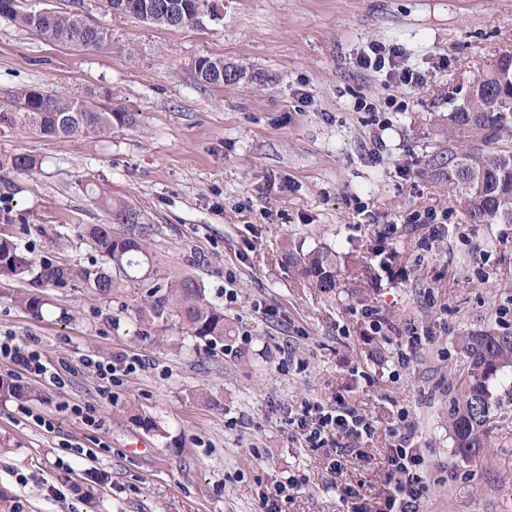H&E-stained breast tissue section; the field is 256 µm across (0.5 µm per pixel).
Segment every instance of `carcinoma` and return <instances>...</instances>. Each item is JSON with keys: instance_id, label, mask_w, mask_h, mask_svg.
I'll return each mask as SVG.
<instances>
[{"instance_id": "carcinoma-1", "label": "carcinoma", "mask_w": 512, "mask_h": 512, "mask_svg": "<svg viewBox=\"0 0 512 512\" xmlns=\"http://www.w3.org/2000/svg\"><path fill=\"white\" fill-rule=\"evenodd\" d=\"M182 12L183 26H199L204 18L219 21V0H165ZM131 7L126 17L162 28H170L169 16L157 12L147 17L136 6L141 0H102L107 10L122 4ZM83 0H69L68 9L45 12L32 26L31 15L21 9L6 19L36 32L45 40L87 50L100 49L112 39L108 29L83 30L86 16ZM208 71H195L203 87L224 85V59L206 57ZM86 101L60 98L41 88L19 89L0 114H11L7 125L43 137L67 138L78 135L105 137L112 126L131 125L134 117L105 106L85 109ZM12 168L31 174L37 159L27 153L11 157ZM434 175L448 181L470 224H512V53L502 55L496 67L476 76L467 94L466 110L448 113V147L445 154L428 160ZM107 222L90 224L86 237L98 259L88 266L71 269L51 258H36L21 249L9 236H0V276L22 280L34 289L16 296L28 311L39 314L45 305L35 292L47 286L65 287L78 279L102 295L116 290L147 289L140 312L175 321L182 332L207 342L224 339V311L210 303L203 284L192 276L163 272L152 248L148 225L129 202L103 199ZM466 373L448 407V423L459 454L469 457L484 447L483 437L491 419L489 381L501 369L512 365V334L486 331L461 339ZM0 395L20 403L30 393L11 380L0 378Z\"/></svg>"}]
</instances>
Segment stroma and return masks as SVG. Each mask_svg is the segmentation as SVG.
<instances>
[{"instance_id":"stroma-1","label":"stroma","mask_w":512,"mask_h":512,"mask_svg":"<svg viewBox=\"0 0 512 512\" xmlns=\"http://www.w3.org/2000/svg\"><path fill=\"white\" fill-rule=\"evenodd\" d=\"M221 22L168 30L105 12V49L45 41L0 17V105L25 86L133 113L110 135L48 138L0 126V233L78 268L96 258L84 227L98 201L130 202L153 229L165 269L188 270L224 311L223 342L138 317L142 293L47 288L42 315L0 276V334L34 344L65 380L31 383L48 432L0 398V512H260L283 470L307 479L283 512H346L328 491L331 448L313 450L288 416L344 395L375 435L345 452L341 480L366 497L395 442L393 412L417 426L433 491L423 512H512V366L489 382L494 423L474 457L458 455L448 402L465 358L460 337L512 332V224L465 223L430 157L470 83L512 52V0H223ZM421 78L398 87L363 67L372 45ZM223 58L244 77L203 87L194 64ZM26 152L40 163L14 172ZM433 210L430 235L412 214ZM392 238H385V231ZM326 256L332 288L295 263ZM380 307L399 334L431 340L398 366L396 341L358 311ZM293 351L288 364L280 348ZM144 365L107 384L82 356ZM95 408L105 427L64 404ZM156 423L146 429L142 417ZM88 449L77 457L62 441Z\"/></svg>"}]
</instances>
